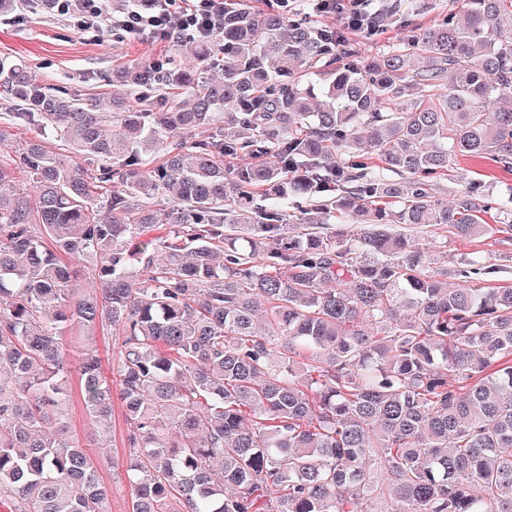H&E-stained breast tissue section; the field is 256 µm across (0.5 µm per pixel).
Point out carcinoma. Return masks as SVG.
<instances>
[{
    "instance_id": "1",
    "label": "carcinoma",
    "mask_w": 512,
    "mask_h": 512,
    "mask_svg": "<svg viewBox=\"0 0 512 512\" xmlns=\"http://www.w3.org/2000/svg\"><path fill=\"white\" fill-rule=\"evenodd\" d=\"M465 2L464 21L364 53L347 21L238 0L207 37L176 39L191 66L112 71L167 94L162 109L136 95L102 112L0 59V107L52 137L0 163L14 512H110L69 434L67 332L104 429L119 388L131 512H512V287L477 285L496 264L464 256L450 288L430 247L393 229L512 231V198L438 192L459 157L512 171V107L497 106L512 98V0ZM418 8L393 0L361 32ZM298 196L359 230L287 223ZM75 260L100 293L78 295ZM108 328L120 353L105 369Z\"/></svg>"
}]
</instances>
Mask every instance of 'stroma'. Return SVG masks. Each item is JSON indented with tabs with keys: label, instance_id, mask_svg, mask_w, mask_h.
Here are the masks:
<instances>
[{
	"label": "stroma",
	"instance_id": "stroma-1",
	"mask_svg": "<svg viewBox=\"0 0 512 512\" xmlns=\"http://www.w3.org/2000/svg\"><path fill=\"white\" fill-rule=\"evenodd\" d=\"M423 12L395 17L384 31L381 41L388 44L399 40L414 25L426 26L442 13H462L463 0H425ZM172 41L131 40L119 35L105 34L96 38L77 32L69 22L43 7L30 13L23 12L20 19L0 24V58L24 61L33 77L85 100L107 103L119 89L112 84V70L118 65H135L144 61H165L176 53ZM459 186L476 184L492 199L504 200L512 195V171L504 170L483 158L463 157L454 165ZM419 242L441 244L445 261H456L461 255L495 258L502 269L497 283L512 285V235L497 234L477 240H464L455 236L441 239L435 231H417ZM71 431L87 447L100 465V474L110 490L111 512H129L130 489L124 478L127 455V424L121 402L112 406L111 432L107 436L97 433L95 424L83 408L79 385H72L67 404Z\"/></svg>",
	"mask_w": 512,
	"mask_h": 512
}]
</instances>
